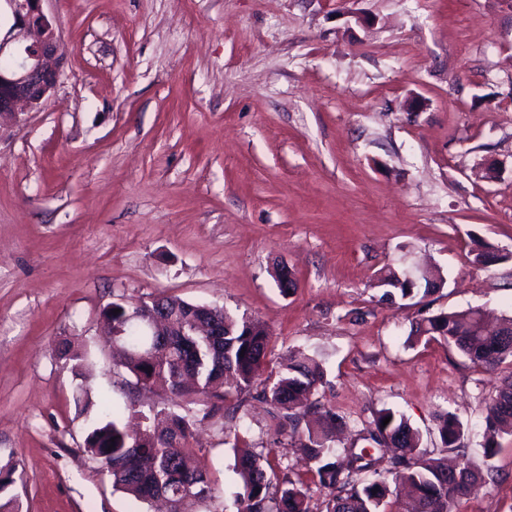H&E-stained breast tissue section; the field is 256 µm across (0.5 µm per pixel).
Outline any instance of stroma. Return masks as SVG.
Returning a JSON list of instances; mask_svg holds the SVG:
<instances>
[{
  "mask_svg": "<svg viewBox=\"0 0 512 512\" xmlns=\"http://www.w3.org/2000/svg\"><path fill=\"white\" fill-rule=\"evenodd\" d=\"M63 64L52 102L0 121V466L19 512H154L83 451L78 379L116 385L100 316L156 295L260 320L269 371L326 370L315 397L352 433L388 409L439 451L438 414L481 461L487 371L412 321L448 309L512 315V0H44ZM501 166L497 180L484 167ZM501 256L473 261L474 241ZM437 265L445 285L390 305V267ZM298 283L281 294L274 268ZM206 418L190 440L226 512L234 436L325 492L279 443L269 408ZM496 476L453 512H512V437ZM58 351L60 358L64 359L65 363L71 366V370L75 377L81 379L82 382L79 385V389L87 396V406H94L95 404H93V402L88 398L87 389L83 387V381H86V373L88 371L86 353L79 348H75L71 341L68 340L63 341L60 344Z\"/></svg>",
  "mask_w": 512,
  "mask_h": 512,
  "instance_id": "stroma-1",
  "label": "stroma"
}]
</instances>
